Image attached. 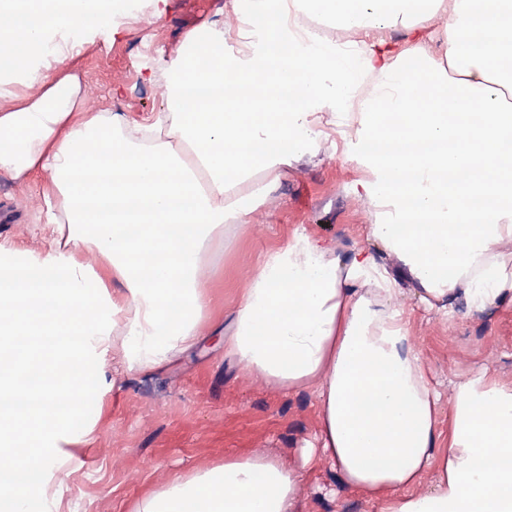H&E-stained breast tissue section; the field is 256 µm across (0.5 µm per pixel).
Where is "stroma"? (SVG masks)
<instances>
[{"mask_svg":"<svg viewBox=\"0 0 512 512\" xmlns=\"http://www.w3.org/2000/svg\"><path fill=\"white\" fill-rule=\"evenodd\" d=\"M225 0H139L114 17L118 34L105 42L95 31L63 64L97 92L95 109L123 112L139 122L165 111L151 73L171 59L186 31L224 23ZM161 12L150 33L133 24L134 10ZM364 174L356 147L338 146L316 165L289 171L282 197L260 208L262 225L214 238L210 286L214 306L200 345L163 368L132 375L112 391L107 415L92 441L73 449L52 484L58 512H131L147 492L173 477L249 451H267L299 464V450L317 434L316 400L307 392L276 391L240 364L224 359L222 332L237 293L263 253L283 246L295 231L342 248L368 247L365 226L373 212L354 202ZM41 179L26 182L0 171V240L42 249L47 234L39 219ZM409 336L443 396L477 369L512 382V306L482 311L457 306L451 319L428 318L407 296ZM309 512H375L340 485L328 465L301 473Z\"/></svg>","mask_w":512,"mask_h":512,"instance_id":"1","label":"stroma"}]
</instances>
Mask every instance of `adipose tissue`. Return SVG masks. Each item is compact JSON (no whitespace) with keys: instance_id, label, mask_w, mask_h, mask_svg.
I'll use <instances>...</instances> for the list:
<instances>
[{"instance_id":"ef3b65f1","label":"adipose tissue","mask_w":512,"mask_h":512,"mask_svg":"<svg viewBox=\"0 0 512 512\" xmlns=\"http://www.w3.org/2000/svg\"><path fill=\"white\" fill-rule=\"evenodd\" d=\"M258 30L187 32L161 72L167 115L129 122L92 112L77 74L33 67L46 35L92 26L117 33L122 0H0L28 8L24 90L0 88V171L41 177L49 248L0 243V456L26 454L53 507V471L90 442L106 397L125 376L159 369L198 345L212 297L203 280L213 237L254 223L279 200L288 168L317 161L323 120L365 156L355 194L373 209L375 245L341 249L302 232L258 258L238 292L225 358L268 387L309 390L315 446L342 486L378 512H512V385L478 370L443 400L409 338L411 282L424 309L512 305V54L467 41L512 20V0H230ZM335 29L323 41L311 26ZM292 82L291 99L281 97ZM255 90L263 116L225 107ZM482 110L477 127L462 117ZM409 124L393 130V114ZM468 178L448 182L460 167ZM150 222L128 238L111 220L119 198ZM426 221L414 223L415 214ZM93 245L99 262L81 253ZM38 387H30L32 373ZM300 467L252 452L178 475L134 512H302Z\"/></svg>"}]
</instances>
